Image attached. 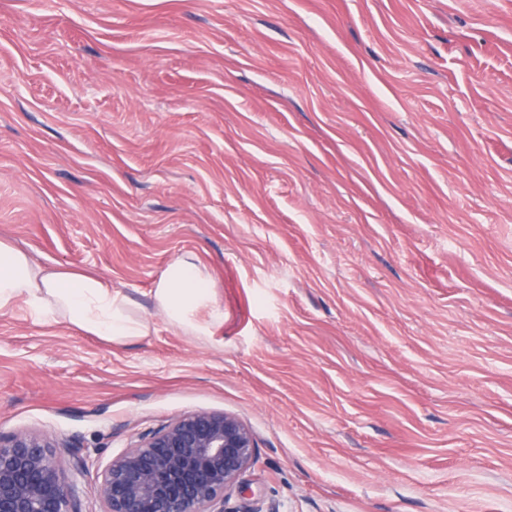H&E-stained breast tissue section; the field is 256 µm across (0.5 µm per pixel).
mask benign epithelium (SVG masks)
Instances as JSON below:
<instances>
[{
	"mask_svg": "<svg viewBox=\"0 0 512 512\" xmlns=\"http://www.w3.org/2000/svg\"><path fill=\"white\" fill-rule=\"evenodd\" d=\"M255 441L224 412H191L114 456L96 487L102 512H224V492L249 467ZM50 438L0 433V512H82Z\"/></svg>",
	"mask_w": 512,
	"mask_h": 512,
	"instance_id": "obj_1",
	"label": "benign epithelium"
}]
</instances>
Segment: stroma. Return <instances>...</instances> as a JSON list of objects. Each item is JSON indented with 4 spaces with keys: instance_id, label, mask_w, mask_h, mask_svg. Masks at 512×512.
<instances>
[{
    "instance_id": "obj_1",
    "label": "stroma",
    "mask_w": 512,
    "mask_h": 512,
    "mask_svg": "<svg viewBox=\"0 0 512 512\" xmlns=\"http://www.w3.org/2000/svg\"><path fill=\"white\" fill-rule=\"evenodd\" d=\"M0 240L147 336L0 315V432L105 464L183 414L225 512H512V0H0ZM194 256L224 314L169 324ZM153 299L172 325L196 335H209V328L196 322L195 313L212 301L213 288L194 257L179 258L168 267L154 290Z\"/></svg>"
}]
</instances>
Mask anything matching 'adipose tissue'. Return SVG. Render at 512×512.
I'll use <instances>...</instances> for the list:
<instances>
[{"label":"adipose tissue","mask_w":512,"mask_h":512,"mask_svg":"<svg viewBox=\"0 0 512 512\" xmlns=\"http://www.w3.org/2000/svg\"><path fill=\"white\" fill-rule=\"evenodd\" d=\"M153 299L172 325L206 334L195 313L212 301L213 288L194 257L178 259L168 267ZM20 306L33 321H62L111 343H126L147 331L146 324L130 312L125 296L104 278L62 264H39L23 250L0 240V314Z\"/></svg>","instance_id":"obj_1"}]
</instances>
